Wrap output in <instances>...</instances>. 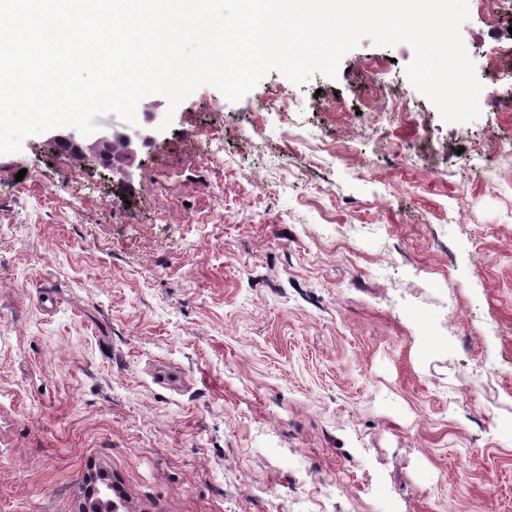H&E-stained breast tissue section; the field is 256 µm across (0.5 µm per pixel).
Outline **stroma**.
Instances as JSON below:
<instances>
[{
	"mask_svg": "<svg viewBox=\"0 0 512 512\" xmlns=\"http://www.w3.org/2000/svg\"><path fill=\"white\" fill-rule=\"evenodd\" d=\"M489 11L471 0L460 28L477 76L502 70L471 123L419 93L364 112L415 56L366 38L333 79L273 71L236 102L199 87L124 186L59 165L42 133L0 155V512H83L94 475L118 512H384L381 485L399 512H512V156L489 153L512 137V20ZM273 91L245 143L238 113ZM223 169L245 221L206 218ZM371 218L375 246L344 237Z\"/></svg>",
	"mask_w": 512,
	"mask_h": 512,
	"instance_id": "stroma-1",
	"label": "stroma"
}]
</instances>
